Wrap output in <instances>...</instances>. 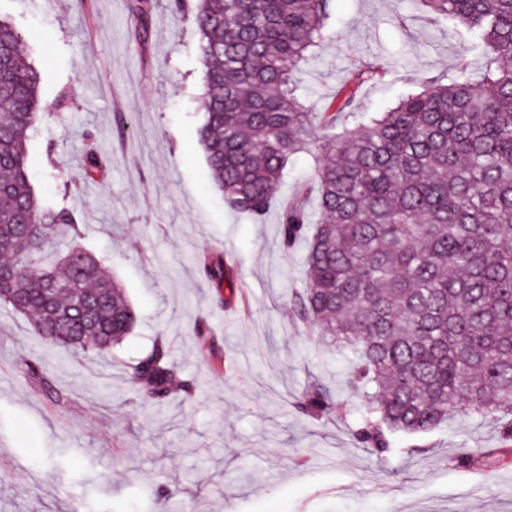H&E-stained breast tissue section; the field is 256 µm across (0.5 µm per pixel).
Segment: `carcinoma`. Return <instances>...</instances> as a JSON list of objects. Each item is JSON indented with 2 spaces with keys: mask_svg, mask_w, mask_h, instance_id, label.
Wrapping results in <instances>:
<instances>
[{
  "mask_svg": "<svg viewBox=\"0 0 512 512\" xmlns=\"http://www.w3.org/2000/svg\"><path fill=\"white\" fill-rule=\"evenodd\" d=\"M484 51L448 82L383 112L356 111L378 66L351 64L336 97L308 111L302 63L330 37L334 0H199L204 66L199 137L228 206L263 217L290 160L313 156L318 220L296 184L279 216L283 246L308 241L297 315L354 355L363 390L357 438L391 451L394 433L429 432L455 416L497 419L512 409V0H420ZM153 0H129L145 37ZM24 34L0 17V301L66 351L99 354L129 335L136 313L108 260L82 243L67 208L45 206L28 174L40 107ZM222 289L233 271L207 259ZM147 402L192 385L163 339L128 365ZM337 406L317 381L298 401Z\"/></svg>",
  "mask_w": 512,
  "mask_h": 512,
  "instance_id": "1",
  "label": "carcinoma"
}]
</instances>
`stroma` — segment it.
I'll list each match as a JSON object with an SVG mask.
<instances>
[{
  "instance_id": "1",
  "label": "stroma",
  "mask_w": 512,
  "mask_h": 512,
  "mask_svg": "<svg viewBox=\"0 0 512 512\" xmlns=\"http://www.w3.org/2000/svg\"><path fill=\"white\" fill-rule=\"evenodd\" d=\"M335 34L304 66L306 104L321 111L350 60L386 69L359 94L377 112L470 45L429 23L419 0H335ZM26 36L40 100L29 144L31 183L66 203L84 245L109 258L138 314L104 354L59 352L0 304V512H512V456L459 466L465 448H498L501 424L456 417L425 434H396L394 452L358 441L359 393L348 361L309 339L290 299L306 274V242L280 244L279 202L261 219L228 207L212 181L198 127L200 35L176 0H155L145 40L128 0H0ZM127 123L115 127V114ZM102 166L85 179L82 160ZM234 268L220 305L202 272L209 253ZM207 330L198 341L197 327ZM163 337L195 384L144 402L128 364ZM351 413L313 418L296 406L314 380Z\"/></svg>"
}]
</instances>
